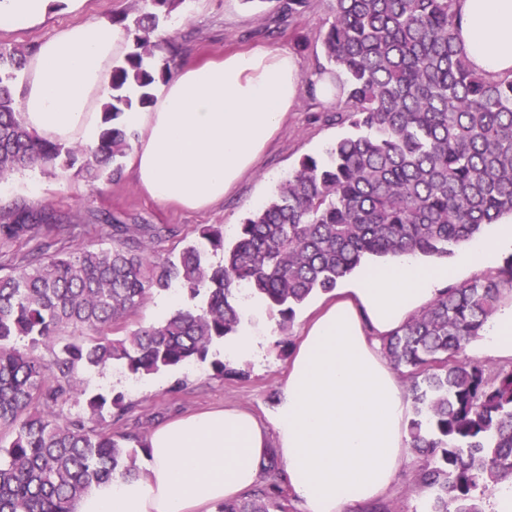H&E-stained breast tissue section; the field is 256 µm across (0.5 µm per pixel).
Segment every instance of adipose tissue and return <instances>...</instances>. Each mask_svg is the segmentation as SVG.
<instances>
[{
    "mask_svg": "<svg viewBox=\"0 0 512 512\" xmlns=\"http://www.w3.org/2000/svg\"><path fill=\"white\" fill-rule=\"evenodd\" d=\"M458 41L486 77L512 75V0H457ZM125 32L111 22L62 28L29 57L21 115L39 136L94 146L109 77ZM301 68L285 49H255L171 72L145 108L125 112L140 137L130 157L137 185L159 203L203 210L260 161L298 98ZM512 253V215L459 247V268L479 270ZM447 263L402 255L346 278L306 326L275 410L266 417L220 407L173 419L145 439L134 479L93 486L75 512H217L249 492L275 450L290 493L305 512H351L382 498L407 451L410 403L380 351L383 338L447 285ZM262 304L246 300L225 356L261 359L254 324ZM470 352L512 359V303L487 322Z\"/></svg>",
    "mask_w": 512,
    "mask_h": 512,
    "instance_id": "obj_1",
    "label": "adipose tissue"
}]
</instances>
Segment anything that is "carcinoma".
Segmentation results:
<instances>
[{
    "mask_svg": "<svg viewBox=\"0 0 512 512\" xmlns=\"http://www.w3.org/2000/svg\"><path fill=\"white\" fill-rule=\"evenodd\" d=\"M187 0H142L133 47L112 67L96 147H67L24 124L13 84L27 55L0 48V178L37 165L78 169L94 184L121 176L131 149L124 112L152 103L170 69L156 51L174 53L160 33L161 13ZM455 0H334L322 34L324 64L336 75L343 108L329 120L352 132L325 156L305 155L274 194L224 246L220 226L201 238L224 249L206 261L192 244L157 259L151 243L168 225L113 224L117 245L55 247L71 229L46 207L0 208V238L31 234L44 250L0 276V512H73L92 486L136 477L143 437L99 431L89 423L125 407L120 395L86 398L90 416L60 418L56 408L85 395L80 368H120L139 379L206 362L213 344L237 333L241 301L278 311L284 327L312 294L328 293L367 261L402 254L442 258L512 214V78L489 79L456 44ZM140 89L134 100L126 91ZM196 298L158 325L124 336L112 326L155 289ZM512 290V257L495 272L448 285L383 339V354L406 373L412 400L409 447L423 457L413 489L425 512H483L482 495L512 484V365L491 369L464 357ZM25 339L22 350L16 340ZM58 343L54 360L34 355ZM218 512H288L275 471Z\"/></svg>",
    "mask_w": 512,
    "mask_h": 512,
    "instance_id": "obj_1",
    "label": "carcinoma"
}]
</instances>
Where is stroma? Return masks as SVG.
Masks as SVG:
<instances>
[{
    "instance_id": "stroma-1",
    "label": "stroma",
    "mask_w": 512,
    "mask_h": 512,
    "mask_svg": "<svg viewBox=\"0 0 512 512\" xmlns=\"http://www.w3.org/2000/svg\"><path fill=\"white\" fill-rule=\"evenodd\" d=\"M282 0H186L164 22L166 36L180 48L179 60L205 62L224 54L251 49H285L300 60L302 76H311L321 60V37L332 15L333 0H304L292 14L281 11ZM137 0H84L76 11L65 0H55L53 9L41 24L25 26L0 18V47L34 51L46 37L69 24L112 19L121 13L136 14ZM339 103H327L300 93L257 168L244 176L223 202L202 211H191L174 204H159L137 186L131 170H124L120 181L88 184L75 171H61L44 165L13 174L0 181V206L25 201L65 214L75 224L74 243L91 248L112 246L106 217L126 224H167L178 230L176 236L155 241L156 256L177 255L197 241L201 227L220 224L225 241H233L239 224L261 205L306 154L323 155L326 148L349 128L329 121ZM327 299L318 293L296 310L287 328H280V317L270 311L271 324L266 360L255 365L231 360L224 374H217L210 363L193 364L142 379H133L115 370H84L80 376L88 393L122 395L128 411L113 419L116 433H149L158 424L192 412L218 406H236L264 416L274 408V400L286 376L288 364L300 342L303 325ZM195 301L181 291L153 293L148 301L112 328L122 335L141 325L164 321L170 309L191 308ZM422 460L409 454L403 460L396 480L383 504L388 512H423L424 496L412 490L416 469Z\"/></svg>"
}]
</instances>
